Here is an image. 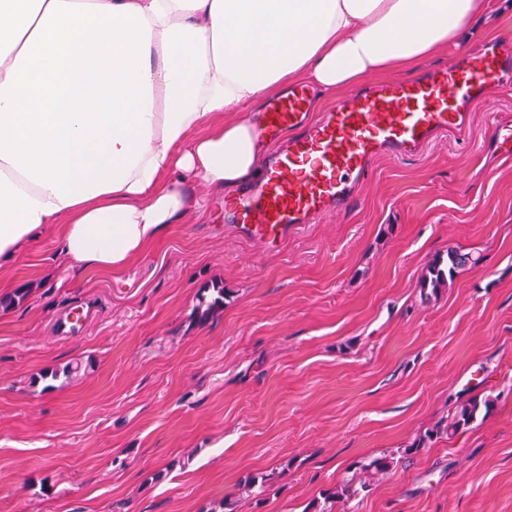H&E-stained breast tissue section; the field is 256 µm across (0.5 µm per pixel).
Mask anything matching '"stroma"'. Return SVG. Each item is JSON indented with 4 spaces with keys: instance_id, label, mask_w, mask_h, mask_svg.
<instances>
[{
    "instance_id": "stroma-1",
    "label": "stroma",
    "mask_w": 512,
    "mask_h": 512,
    "mask_svg": "<svg viewBox=\"0 0 512 512\" xmlns=\"http://www.w3.org/2000/svg\"><path fill=\"white\" fill-rule=\"evenodd\" d=\"M507 33L512 0H494L459 43L356 88ZM469 112L466 136L377 157L349 211L276 249L212 194L120 271L77 275L50 231L0 270V512H210L229 494L234 512H306L385 454L353 512H512V158L491 138L512 88ZM452 247L481 264L422 287ZM475 395L495 401L482 424L426 440ZM248 474L268 491L237 495Z\"/></svg>"
}]
</instances>
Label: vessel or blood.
Returning a JSON list of instances; mask_svg holds the SVG:
<instances>
[{
    "mask_svg": "<svg viewBox=\"0 0 512 512\" xmlns=\"http://www.w3.org/2000/svg\"><path fill=\"white\" fill-rule=\"evenodd\" d=\"M512 73V37L475 47L425 78L388 79L310 121L305 85L273 99L264 131L296 130L285 152L263 165L261 178L225 208L243 237L270 248L310 219L346 210L373 158L418 153L435 137L464 134L467 105Z\"/></svg>",
    "mask_w": 512,
    "mask_h": 512,
    "instance_id": "vessel-or-blood-1",
    "label": "vessel or blood"
}]
</instances>
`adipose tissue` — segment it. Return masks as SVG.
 I'll return each mask as SVG.
<instances>
[{
	"label": "adipose tissue",
	"instance_id": "obj_1",
	"mask_svg": "<svg viewBox=\"0 0 512 512\" xmlns=\"http://www.w3.org/2000/svg\"><path fill=\"white\" fill-rule=\"evenodd\" d=\"M477 0H0V269L54 231L112 271L259 174L286 76L327 97L458 41ZM242 119L226 123L231 109Z\"/></svg>",
	"mask_w": 512,
	"mask_h": 512
}]
</instances>
